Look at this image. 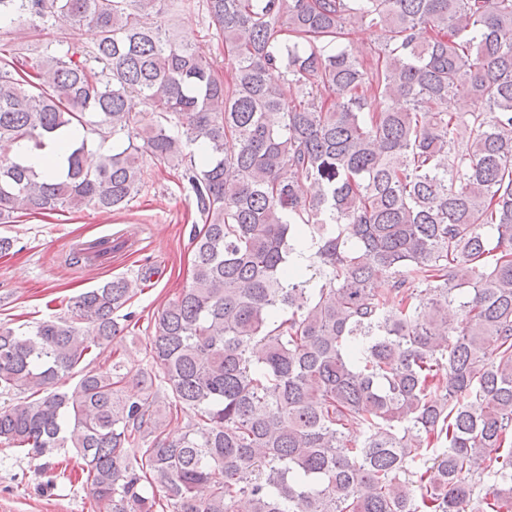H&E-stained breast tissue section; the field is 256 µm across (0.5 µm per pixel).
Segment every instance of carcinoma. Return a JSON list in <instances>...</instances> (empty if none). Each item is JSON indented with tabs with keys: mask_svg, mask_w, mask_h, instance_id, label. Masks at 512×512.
<instances>
[{
	"mask_svg": "<svg viewBox=\"0 0 512 512\" xmlns=\"http://www.w3.org/2000/svg\"><path fill=\"white\" fill-rule=\"evenodd\" d=\"M138 2L0 0V23L96 31L0 49V141L112 138L93 169L85 135L44 172L1 160L0 224L122 209L148 156L195 195L192 282L135 372L80 367L135 280L0 325V392L23 396L0 444L75 449L98 512H512V0H200L227 79L173 0L152 24Z\"/></svg>",
	"mask_w": 512,
	"mask_h": 512,
	"instance_id": "obj_1",
	"label": "carcinoma"
}]
</instances>
